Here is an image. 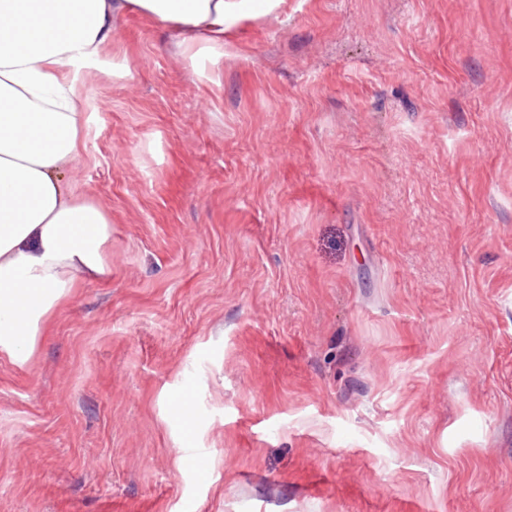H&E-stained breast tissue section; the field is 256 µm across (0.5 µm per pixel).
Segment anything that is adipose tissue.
Masks as SVG:
<instances>
[{
    "label": "adipose tissue",
    "mask_w": 512,
    "mask_h": 512,
    "mask_svg": "<svg viewBox=\"0 0 512 512\" xmlns=\"http://www.w3.org/2000/svg\"><path fill=\"white\" fill-rule=\"evenodd\" d=\"M244 0H0V357L26 365L52 314L112 273V218L63 179L91 125L85 78L131 75L112 21L133 11L175 33L200 81L221 86Z\"/></svg>",
    "instance_id": "obj_1"
}]
</instances>
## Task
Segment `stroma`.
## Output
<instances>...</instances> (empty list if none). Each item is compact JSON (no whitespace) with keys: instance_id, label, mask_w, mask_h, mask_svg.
<instances>
[{"instance_id":"obj_1","label":"stroma","mask_w":512,"mask_h":512,"mask_svg":"<svg viewBox=\"0 0 512 512\" xmlns=\"http://www.w3.org/2000/svg\"><path fill=\"white\" fill-rule=\"evenodd\" d=\"M112 37V276L0 358V512H512V0H285L214 90Z\"/></svg>"}]
</instances>
